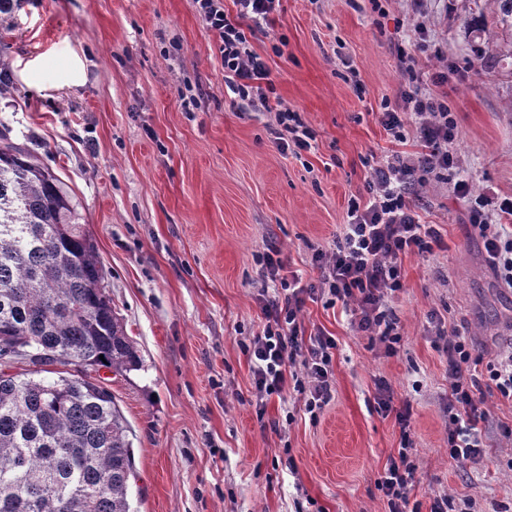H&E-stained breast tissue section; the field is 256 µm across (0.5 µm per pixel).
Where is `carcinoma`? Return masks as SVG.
I'll list each match as a JSON object with an SVG mask.
<instances>
[{
  "mask_svg": "<svg viewBox=\"0 0 512 512\" xmlns=\"http://www.w3.org/2000/svg\"><path fill=\"white\" fill-rule=\"evenodd\" d=\"M512 31V0H492ZM0 512H133L128 426L89 375L40 377L62 364L124 373L140 359L112 308L96 245L60 178L0 129ZM29 368L12 372L16 361Z\"/></svg>",
  "mask_w": 512,
  "mask_h": 512,
  "instance_id": "carcinoma-1",
  "label": "carcinoma"
}]
</instances>
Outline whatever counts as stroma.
I'll use <instances>...</instances> for the list:
<instances>
[{"instance_id": "35a3bbf8", "label": "stroma", "mask_w": 512, "mask_h": 512, "mask_svg": "<svg viewBox=\"0 0 512 512\" xmlns=\"http://www.w3.org/2000/svg\"><path fill=\"white\" fill-rule=\"evenodd\" d=\"M280 0L248 35L280 101L315 133L311 150L282 151L273 113L239 100L224 81L218 40L192 0H23L0 18V125L60 177L96 243L112 305L140 357L136 370L96 372L129 426L134 512H389L377 486L401 446L395 412L410 408L411 503L437 496L473 512L512 508V400L486 397L482 456L448 457V356L438 330L477 354L512 350V288L490 267L454 192L512 199V58L486 68L464 27L489 0ZM420 90L447 98L458 136L454 180L430 178L411 203L439 230L432 253L401 260L403 288L388 305L399 321L395 353L357 333L342 304L307 302L309 332L335 337L333 397L318 421L285 387L255 412L243 342L263 328L256 253L278 251L284 272L316 282L315 251L331 250L348 201L366 194L370 163L412 154L379 122L398 100L399 49L416 26ZM82 85L45 93L21 79L38 67L55 81L72 54ZM448 75L436 84L432 76ZM390 389L380 410L377 380Z\"/></svg>"}]
</instances>
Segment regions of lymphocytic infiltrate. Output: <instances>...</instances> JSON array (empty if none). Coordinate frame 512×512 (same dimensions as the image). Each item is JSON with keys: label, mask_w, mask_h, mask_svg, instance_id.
Segmentation results:
<instances>
[{"label": "lymphocytic infiltrate", "mask_w": 512, "mask_h": 512, "mask_svg": "<svg viewBox=\"0 0 512 512\" xmlns=\"http://www.w3.org/2000/svg\"><path fill=\"white\" fill-rule=\"evenodd\" d=\"M235 15L224 11L222 0H194L206 28L219 40L224 79L240 100L251 106L274 108L271 133L281 150H309L312 134L298 113L286 106H271L274 92L268 68L256 53L243 28L244 22H269L280 0H234ZM379 121L393 140L414 136L420 152L388 156L372 167L366 200H351L347 222L336 236L331 252L316 251L313 261L320 270L317 282L301 285L284 275L277 251L256 254L263 280L276 284V296L259 300L265 324L245 346L256 389L255 411L264 415L271 396L293 384L302 396L307 414L318 418L332 398L333 337L322 332L307 334L302 312L306 301L326 299L342 303L352 312L356 329L370 340L393 350L400 340L398 322L388 308V300L402 288L400 258L406 254L432 252L440 237L431 225L421 223L409 201L410 189L429 177L439 176L455 166L449 146L456 137V126L447 100L431 95L405 94L402 105L381 101ZM471 222L484 240L487 259L501 283L512 288V232L492 224L484 207H476ZM448 352V456L465 464L483 452L479 424L486 417L480 410L482 388L494 389L512 399V353L500 354L481 362L470 344L457 333H450ZM484 364L486 378H465L464 368ZM301 365L300 375L289 376L288 369ZM407 448H399L378 480L387 497L390 512H405L409 504L413 473Z\"/></svg>", "instance_id": "1"}]
</instances>
